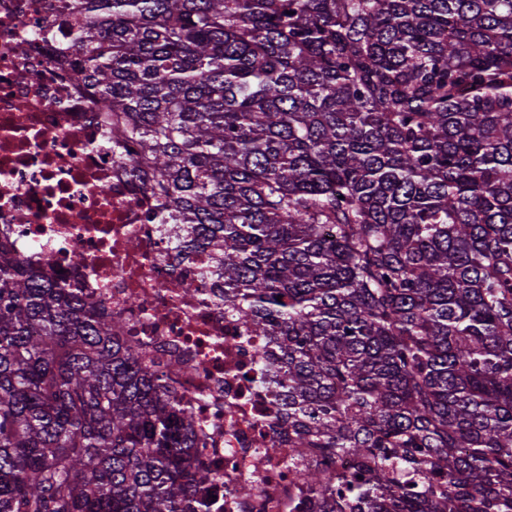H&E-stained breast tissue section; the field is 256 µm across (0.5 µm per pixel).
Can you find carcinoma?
<instances>
[{"instance_id": "1", "label": "carcinoma", "mask_w": 512, "mask_h": 512, "mask_svg": "<svg viewBox=\"0 0 512 512\" xmlns=\"http://www.w3.org/2000/svg\"><path fill=\"white\" fill-rule=\"evenodd\" d=\"M216 306L263 336L304 512H512V0H56ZM0 242V512H209L195 417Z\"/></svg>"}]
</instances>
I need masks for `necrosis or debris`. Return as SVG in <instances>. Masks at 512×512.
<instances>
[{
    "mask_svg": "<svg viewBox=\"0 0 512 512\" xmlns=\"http://www.w3.org/2000/svg\"><path fill=\"white\" fill-rule=\"evenodd\" d=\"M68 42L50 0H0V228L45 277L126 321L128 342L194 407L207 442L199 455L219 477L203 496L224 512H295L299 473L318 455L280 435L282 402L256 357L264 340L241 335L208 290L183 299L169 267L175 233L155 222L162 201L112 150ZM243 483L252 498L238 496Z\"/></svg>",
    "mask_w": 512,
    "mask_h": 512,
    "instance_id": "obj_1",
    "label": "necrosis or debris"
}]
</instances>
